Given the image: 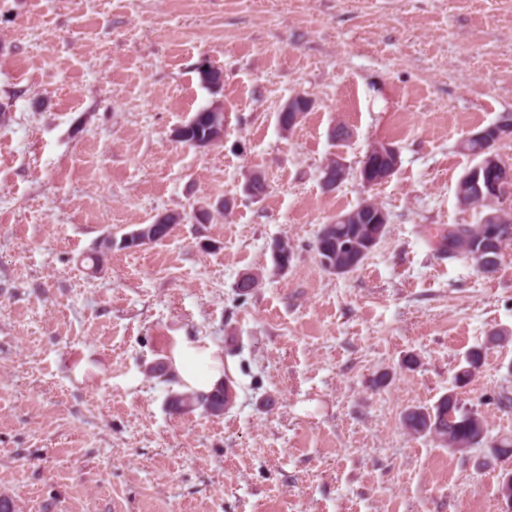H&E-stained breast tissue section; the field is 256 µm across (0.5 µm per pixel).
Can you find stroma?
<instances>
[{"mask_svg": "<svg viewBox=\"0 0 512 512\" xmlns=\"http://www.w3.org/2000/svg\"><path fill=\"white\" fill-rule=\"evenodd\" d=\"M296 94L315 105L285 134ZM216 98L223 143L175 141ZM509 114L512 0H0V494L18 512H501L512 459L452 452L402 416L453 390L512 436L495 401L512 393V243L484 274L429 235L481 221L458 201L474 164L459 144ZM377 141L400 163L366 190ZM331 158L350 174L327 192ZM366 197L385 236L325 272L319 229ZM168 212L183 222L167 238L92 267L104 237ZM246 273L262 285L243 295ZM185 343L196 374L231 379L223 415L168 411Z\"/></svg>", "mask_w": 512, "mask_h": 512, "instance_id": "stroma-1", "label": "stroma"}]
</instances>
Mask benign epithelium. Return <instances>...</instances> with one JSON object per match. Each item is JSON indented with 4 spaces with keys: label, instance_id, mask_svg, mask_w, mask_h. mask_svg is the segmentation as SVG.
<instances>
[{
    "label": "benign epithelium",
    "instance_id": "1",
    "mask_svg": "<svg viewBox=\"0 0 512 512\" xmlns=\"http://www.w3.org/2000/svg\"><path fill=\"white\" fill-rule=\"evenodd\" d=\"M313 106V100L305 95L296 94L288 99L278 113V126L287 132L294 128L303 118L304 113ZM512 136V117L497 121L471 135L474 140L486 139L496 146L506 137ZM475 164L461 178L457 193L468 196L469 205L486 208L488 213L483 217V224H497L495 234L486 239L474 254L478 264L483 265L493 260V253L501 251V244L512 237V228L507 224L512 219L506 214L512 209L504 206L506 195L512 192L509 181L512 175L505 172L504 160L497 152L486 149L473 156ZM399 165L398 150L388 143L375 142L371 144L357 170V178L365 188H370L390 179ZM349 176L346 165L336 162L335 170H326V175L320 180L326 191L339 187ZM371 219L373 224H387L389 218L386 210L375 206L374 201L363 199L358 209L340 213L332 220L334 224H357L359 219ZM499 499L502 512H512V471L504 473L499 485Z\"/></svg>",
    "mask_w": 512,
    "mask_h": 512
}]
</instances>
